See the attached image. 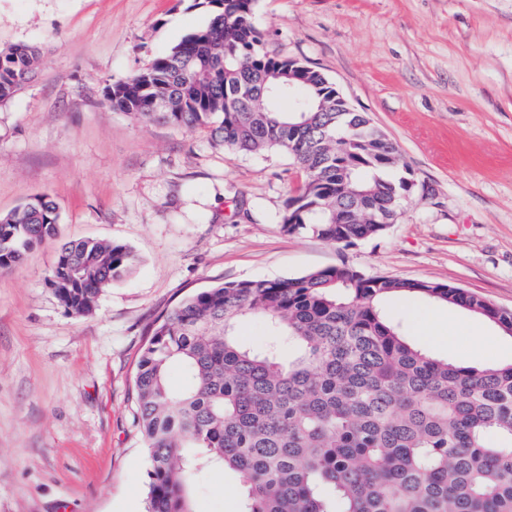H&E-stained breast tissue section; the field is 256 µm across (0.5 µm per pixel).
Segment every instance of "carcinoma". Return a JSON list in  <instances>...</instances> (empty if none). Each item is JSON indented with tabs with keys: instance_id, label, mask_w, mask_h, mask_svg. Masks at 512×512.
Returning a JSON list of instances; mask_svg holds the SVG:
<instances>
[{
	"instance_id": "carcinoma-1",
	"label": "carcinoma",
	"mask_w": 512,
	"mask_h": 512,
	"mask_svg": "<svg viewBox=\"0 0 512 512\" xmlns=\"http://www.w3.org/2000/svg\"><path fill=\"white\" fill-rule=\"evenodd\" d=\"M206 26L142 71L105 87L115 111L203 128L234 154L285 151L307 178L279 224L340 248L380 237L408 193L395 144L365 112L336 108L323 73L270 55L257 0H196ZM37 47L0 49V102L34 75ZM305 102L288 112V73ZM59 208L39 195L0 215V269L54 234ZM137 263L125 244L61 245L47 287L74 315ZM474 312L512 337V310L460 287L366 274L341 262L299 277L196 292L162 316L134 381L148 452L146 512H194L191 490L219 466L240 512H512V362L477 368L409 341L390 296ZM261 321L257 346L237 334ZM179 366L189 379L173 389Z\"/></svg>"
}]
</instances>
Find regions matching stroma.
Instances as JSON below:
<instances>
[{
    "label": "stroma",
    "instance_id": "35a3bbf8",
    "mask_svg": "<svg viewBox=\"0 0 512 512\" xmlns=\"http://www.w3.org/2000/svg\"><path fill=\"white\" fill-rule=\"evenodd\" d=\"M208 21L192 0H0V49L40 50L0 103V213L38 194L61 212L55 237L0 270V512H145L137 362L155 319L202 289L345 262L512 309V0H258L269 53L321 71L417 182L384 236L345 249L282 230L306 179L287 153L234 154L105 101ZM84 237L127 244L139 263L77 317L46 279ZM384 306L435 357L512 361V338L479 315L453 308L432 335L422 320L439 302ZM236 484L206 471L194 512H239Z\"/></svg>",
    "mask_w": 512,
    "mask_h": 512
}]
</instances>
